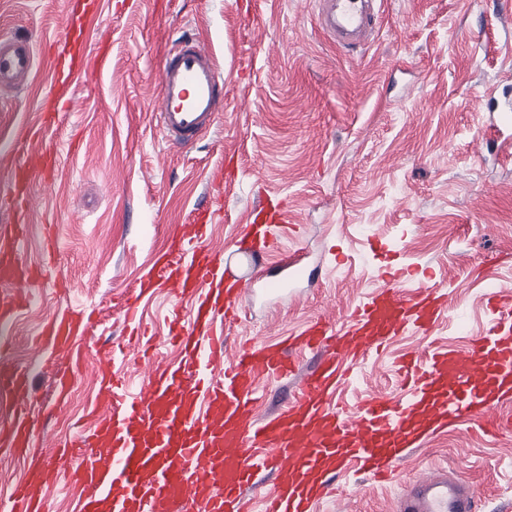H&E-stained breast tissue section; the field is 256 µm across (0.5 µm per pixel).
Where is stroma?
Here are the masks:
<instances>
[{
  "instance_id": "35a3bbf8",
  "label": "stroma",
  "mask_w": 512,
  "mask_h": 512,
  "mask_svg": "<svg viewBox=\"0 0 512 512\" xmlns=\"http://www.w3.org/2000/svg\"><path fill=\"white\" fill-rule=\"evenodd\" d=\"M503 7L512 0H385L375 41L351 50L325 39L312 0H107L88 40L107 49L111 68L98 86L75 84L85 108L65 113L51 140L57 171L35 187L24 245L44 280L0 366L26 367L33 396L53 406L50 352L36 343L46 320L95 309L99 349L124 342L112 298L147 274L174 226L206 203L221 209L211 233L228 245L255 201L274 196L316 279L290 283L282 299L244 298L237 335L273 341L321 312L344 320L377 287V265H420L452 311L432 335L395 338L339 392L349 407L373 390L399 396L395 359L464 347L488 323L486 293L512 287V151L484 144L494 119L486 94L512 84V28L496 21ZM66 26L64 0H0V34L35 51L28 84L0 91V199L16 135L51 88L48 47ZM185 38L205 43L223 71L224 110L178 150L154 112L165 54ZM228 153L236 179L225 184L216 176ZM337 245L347 259L334 266ZM92 370L77 374L47 435H74L94 398ZM429 468L473 485L479 512H512V433L462 428L429 438L394 485L339 477L343 495L320 512H395Z\"/></svg>"
}]
</instances>
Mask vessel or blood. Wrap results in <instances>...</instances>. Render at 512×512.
Here are the masks:
<instances>
[{
	"label": "vessel or blood",
	"instance_id": "obj_1",
	"mask_svg": "<svg viewBox=\"0 0 512 512\" xmlns=\"http://www.w3.org/2000/svg\"><path fill=\"white\" fill-rule=\"evenodd\" d=\"M384 0H317L319 29L333 43L364 48L381 27ZM86 16H71L52 63L53 89L75 80L98 83L111 60L90 50ZM35 64L32 44L0 35V88L28 81ZM224 76L203 43L181 40L169 50L159 82L158 125L168 141L185 147L213 126L224 109L219 92ZM55 113L40 112L21 141L10 169L16 194L9 223L0 226V327L10 328L27 307L39 269L22 254L30 217L31 191L49 179L56 154L41 134ZM260 229L254 253L267 252L287 236V211L265 198L249 213ZM200 212L178 225L156 263L153 285L169 289V344L179 362L150 368L139 387L120 372L129 353L154 356L153 337L141 330L140 300L145 288L129 287L119 297L132 350L109 351L94 365L97 395L92 430L51 444L48 459L31 480L16 482L0 495V512H48L47 489L78 491L77 512H312L333 491L331 480L344 467L382 484L398 476L410 449L424 436L451 425L482 431H512L502 404L512 399V292H491L486 335L472 337L462 350L448 348L395 362L407 392L393 400L364 396L354 412L328 404L352 368L379 352L401 333L430 335L450 307L449 295L418 277L414 265L380 266L382 284L368 293L336 328L319 316L276 343L243 339L229 344L228 332L242 319L240 303L259 278L234 275L220 257ZM96 334L91 312L72 308L50 318L43 342L66 356L69 368L56 375L58 402H67L74 372L86 362ZM318 355L302 369L298 352ZM221 378H214L216 367ZM293 377L298 384L288 402L266 417L257 414L260 384L266 378ZM0 449L27 456L44 432L32 413L29 376L21 368L0 369ZM277 473L272 491L260 490L259 471ZM478 493L460 479L434 472L415 482L400 512H477Z\"/></svg>",
	"mask_w": 512,
	"mask_h": 512
}]
</instances>
